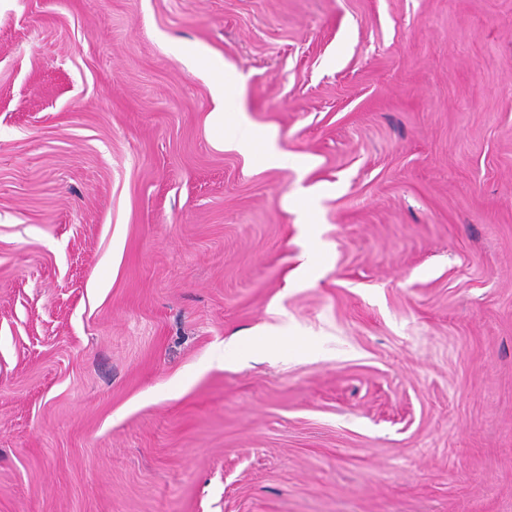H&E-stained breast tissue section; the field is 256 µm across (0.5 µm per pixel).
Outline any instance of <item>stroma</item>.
I'll use <instances>...</instances> for the list:
<instances>
[{"mask_svg":"<svg viewBox=\"0 0 512 512\" xmlns=\"http://www.w3.org/2000/svg\"><path fill=\"white\" fill-rule=\"evenodd\" d=\"M0 512H512V0H0Z\"/></svg>","mask_w":512,"mask_h":512,"instance_id":"35a3bbf8","label":"stroma"}]
</instances>
